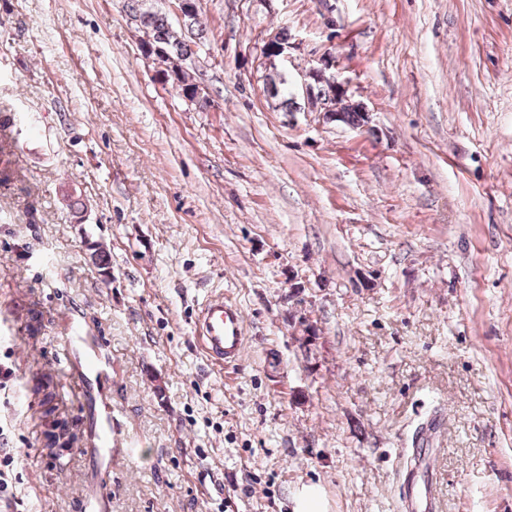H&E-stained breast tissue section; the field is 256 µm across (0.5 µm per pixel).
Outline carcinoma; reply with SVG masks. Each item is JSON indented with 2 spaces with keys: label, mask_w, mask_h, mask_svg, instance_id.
Instances as JSON below:
<instances>
[{
  "label": "carcinoma",
  "mask_w": 512,
  "mask_h": 512,
  "mask_svg": "<svg viewBox=\"0 0 512 512\" xmlns=\"http://www.w3.org/2000/svg\"><path fill=\"white\" fill-rule=\"evenodd\" d=\"M126 8L137 25L145 28L152 40L163 46L172 58L183 64L194 55L192 46L198 45V41L203 38L205 32L200 13L186 16L182 20L180 29L176 30L168 23L165 15L142 10L140 0H128ZM339 112V122L343 124L352 126L366 124L365 113L358 111L350 104L340 107Z\"/></svg>",
  "instance_id": "cac0c4a2"
}]
</instances>
